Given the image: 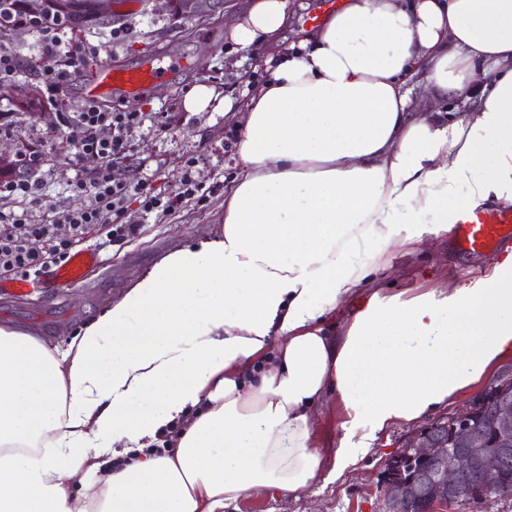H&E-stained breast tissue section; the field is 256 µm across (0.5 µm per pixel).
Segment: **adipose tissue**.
<instances>
[{"mask_svg": "<svg viewBox=\"0 0 512 512\" xmlns=\"http://www.w3.org/2000/svg\"><path fill=\"white\" fill-rule=\"evenodd\" d=\"M287 9L250 0L232 41L276 39ZM264 64L220 233L168 252L66 352L0 326V512L295 498L512 357V251L445 288L375 281L460 210L512 206V0H346ZM315 444L331 459V451L341 436L340 416L336 401L328 398L318 409L313 422Z\"/></svg>", "mask_w": 512, "mask_h": 512, "instance_id": "obj_1", "label": "adipose tissue"}]
</instances>
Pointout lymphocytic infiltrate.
<instances>
[{"instance_id": "lymphocytic-infiltrate-1", "label": "lymphocytic infiltrate", "mask_w": 512, "mask_h": 512, "mask_svg": "<svg viewBox=\"0 0 512 512\" xmlns=\"http://www.w3.org/2000/svg\"><path fill=\"white\" fill-rule=\"evenodd\" d=\"M63 22L49 15L40 20L38 69L47 94H55L66 83L82 59L80 49L63 40ZM71 135L76 156L93 155L99 167L88 175H75L69 183L73 195L84 197L83 207L72 209H45L33 213V206L41 200V182L35 171L43 166L44 153L37 147L29 148L19 159L29 174L18 178L0 179V198L12 201V210L0 211V278H36L49 269L64 263L82 242L85 229L102 225L107 235L122 239L133 235L136 225L125 220L126 202L131 195H139L144 211L172 209L183 201L195 198L202 190L201 183L185 174L182 186L172 198L163 200L151 195L146 187L128 185L114 168L117 159L130 150V133L143 121L139 112H111L99 103L88 101L78 111L62 117ZM68 225L70 234L62 238L58 225Z\"/></svg>"}]
</instances>
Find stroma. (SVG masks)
Masks as SVG:
<instances>
[{
    "instance_id": "1",
    "label": "stroma",
    "mask_w": 512,
    "mask_h": 512,
    "mask_svg": "<svg viewBox=\"0 0 512 512\" xmlns=\"http://www.w3.org/2000/svg\"><path fill=\"white\" fill-rule=\"evenodd\" d=\"M248 0H227L226 19L201 27L188 22L173 25L164 8L149 9L141 0H124L123 19L108 28L65 31L70 43L86 48L81 65L55 99L44 100L39 116H19L10 135L0 145L27 148L42 145L45 162L42 207H83L84 198L70 195L63 182L75 171L92 172L98 160H75L74 150L60 123L62 111H76L83 103V87L92 73L106 67H129L145 57L160 65L184 60L185 66L140 96L120 94L105 99L104 107L115 112H140L143 125L131 138V149L118 162V171L131 187L148 185L153 194L167 198L179 192L187 166H194L204 195L161 213H145L138 196L127 203L126 221L136 224L130 237L108 240L104 229H90L84 248L95 252L99 266L85 284L56 288L27 299L0 295V326L32 333L45 345L66 350L79 332L131 287L172 248L219 233L224 216V189L236 173V113L244 111L245 85L264 83L268 74L263 59L269 53L260 43L242 50L230 39L232 18L241 14ZM213 85L220 96L231 98L234 115L220 112H188L184 96L194 85ZM495 252L465 254L454 238L424 244L407 270H387L383 278L391 288H435L482 275ZM406 425H394L357 466L336 482L318 480L300 499L272 490H249L225 507L224 512H384L378 488L386 457L394 453Z\"/></svg>"
}]
</instances>
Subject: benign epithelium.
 <instances>
[{
	"label": "benign epithelium",
	"instance_id": "7a95c632",
	"mask_svg": "<svg viewBox=\"0 0 512 512\" xmlns=\"http://www.w3.org/2000/svg\"><path fill=\"white\" fill-rule=\"evenodd\" d=\"M171 17L209 25L223 19L215 0H162ZM114 0H99L97 18L116 23ZM479 476V482L473 477ZM388 510L411 501L417 512H443L512 497V372L499 376L469 407L406 432L381 471Z\"/></svg>",
	"mask_w": 512,
	"mask_h": 512
}]
</instances>
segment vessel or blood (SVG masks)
Returning <instances> with one entry per match:
<instances>
[{
    "label": "vessel or blood",
    "instance_id": "1",
    "mask_svg": "<svg viewBox=\"0 0 512 512\" xmlns=\"http://www.w3.org/2000/svg\"><path fill=\"white\" fill-rule=\"evenodd\" d=\"M181 60L171 61L169 66L157 65L153 60H145L132 68L102 69L84 91L88 100L100 101L115 94L136 97L154 83L163 80L168 69L181 67ZM512 241V210H502L492 206H477L458 213L455 222V244L460 252L473 254L494 250ZM97 263L95 253L83 250L52 270L45 279H15L1 289L7 294L22 297L34 293L44 284L55 286H76L82 283L87 272Z\"/></svg>",
    "mask_w": 512,
    "mask_h": 512
}]
</instances>
